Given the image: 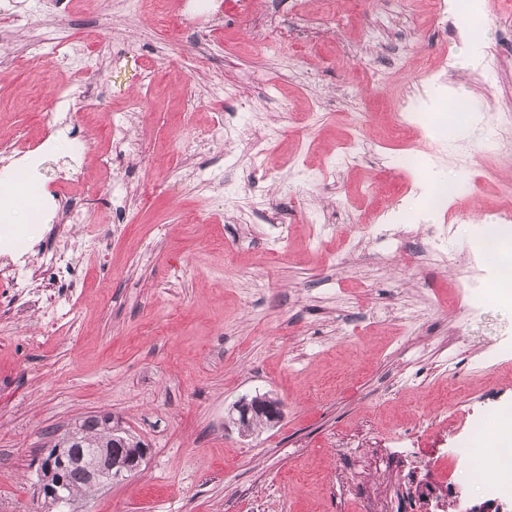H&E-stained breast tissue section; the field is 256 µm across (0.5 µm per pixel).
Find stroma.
I'll return each mask as SVG.
<instances>
[{"instance_id":"35a3bbf8","label":"stroma","mask_w":512,"mask_h":512,"mask_svg":"<svg viewBox=\"0 0 512 512\" xmlns=\"http://www.w3.org/2000/svg\"><path fill=\"white\" fill-rule=\"evenodd\" d=\"M167 5L184 23L155 27L127 0H0V175L18 163L13 144L31 146L35 205L55 190L88 212L69 231L82 245L69 275L31 266L16 297L0 282V512H47L38 495L47 431L104 413L150 453L139 474L81 499V512L485 504L425 462L443 434L512 401V363H484L512 326V299L497 296L482 337L469 336L455 310L424 314L428 294L447 296L459 268L398 259L382 269L371 249L333 236L314 245L308 218L362 224L377 203L369 181L401 192L444 168L455 188L435 221L471 210L474 222L459 224L448 247L461 258L472 250L512 183L496 131L512 108V0H481L494 78L462 63L466 19L434 17L424 2L406 15L394 0H214L206 13L196 0ZM271 20L284 37L265 46L256 35ZM92 33L102 55L76 63L73 47ZM293 44L304 64L287 70ZM423 55L445 63L429 79L415 67ZM431 80L455 89L478 126L449 136L426 101ZM78 85L86 93L63 100ZM228 87L235 99H224ZM405 101L416 116L408 139L427 150L411 168L379 130ZM313 106L324 122L302 129ZM128 114L140 151L122 158L110 129ZM219 115L254 140L271 136L263 167L240 141L196 146ZM348 140L358 161L336 167L331 156ZM266 203L291 226L276 259L259 215ZM61 294L70 301L46 330L31 301ZM407 313L419 322L408 343ZM449 357L454 382L439 371ZM264 393L284 402L283 419L241 436L232 405Z\"/></svg>"}]
</instances>
